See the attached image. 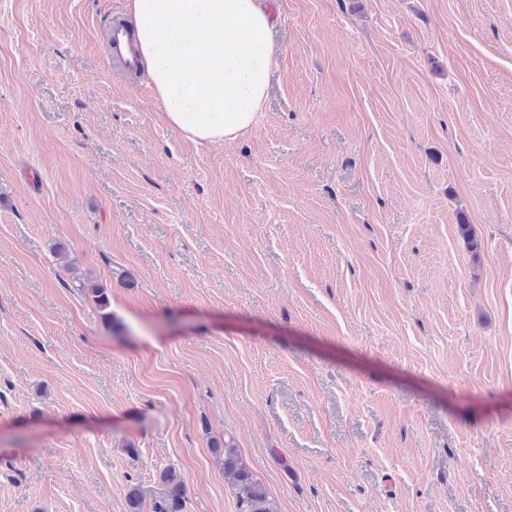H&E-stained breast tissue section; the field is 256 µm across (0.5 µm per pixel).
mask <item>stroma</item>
I'll return each instance as SVG.
<instances>
[{"label":"stroma","mask_w":512,"mask_h":512,"mask_svg":"<svg viewBox=\"0 0 512 512\" xmlns=\"http://www.w3.org/2000/svg\"><path fill=\"white\" fill-rule=\"evenodd\" d=\"M129 2L0 0V512H237L226 443L275 512H512V0H265L208 146ZM106 54L112 60V66L128 76L136 74L139 69L133 36L120 17H114L110 24Z\"/></svg>","instance_id":"1"}]
</instances>
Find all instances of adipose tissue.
<instances>
[{"mask_svg": "<svg viewBox=\"0 0 512 512\" xmlns=\"http://www.w3.org/2000/svg\"><path fill=\"white\" fill-rule=\"evenodd\" d=\"M130 20L171 127L198 145L251 128L272 67L260 0H131Z\"/></svg>", "mask_w": 512, "mask_h": 512, "instance_id": "adipose-tissue-1", "label": "adipose tissue"}]
</instances>
